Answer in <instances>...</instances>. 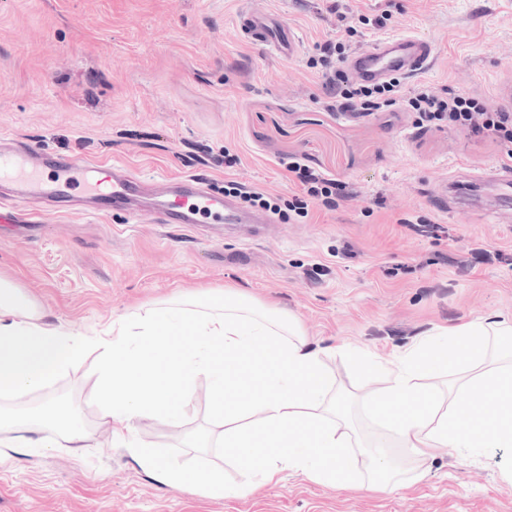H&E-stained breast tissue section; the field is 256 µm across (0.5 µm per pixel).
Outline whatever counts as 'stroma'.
Here are the masks:
<instances>
[{
  "label": "stroma",
  "mask_w": 512,
  "mask_h": 512,
  "mask_svg": "<svg viewBox=\"0 0 512 512\" xmlns=\"http://www.w3.org/2000/svg\"><path fill=\"white\" fill-rule=\"evenodd\" d=\"M0 0V131L49 153L121 162L144 176L202 174L216 189L244 183L282 215L261 233L200 224L138 223L70 211L0 224V275L51 322L93 336L171 297L200 299L232 285L301 322L320 349L386 357L434 328L512 318V224L435 201L449 179L505 163L506 147L455 128H417L410 112L360 118L325 107L319 47L352 50L388 36L432 41L427 71L403 81L478 95L500 109L512 83V0ZM247 7L284 17L292 59L242 41ZM383 26H376L377 16ZM236 157L224 166L223 155ZM302 161L352 184L334 208L286 205ZM89 353L25 411L65 402L92 434L0 462V512H512V448L471 456L445 448L425 478L392 494L333 490L287 471L245 499L209 497L155 482L112 445V425L89 401ZM199 382L188 420H139L136 437L179 461L207 422Z\"/></svg>",
  "instance_id": "1"
}]
</instances>
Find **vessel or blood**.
Here are the masks:
<instances>
[{"label": "vessel or blood", "instance_id": "1", "mask_svg": "<svg viewBox=\"0 0 512 512\" xmlns=\"http://www.w3.org/2000/svg\"><path fill=\"white\" fill-rule=\"evenodd\" d=\"M235 29L242 39L262 45L274 55L289 59L297 51V38L282 18L246 9L238 15ZM433 53L432 42L415 36L382 38L348 59L344 70L355 79L379 82L395 73L406 76L421 72ZM487 181L497 188L502 206L495 215L496 221L511 223L512 167L494 168ZM1 182L14 187L10 198L0 199L1 224L29 218L32 203H46L54 212L81 195L92 200L97 213L110 208L120 210L126 223L133 224L139 219L134 204L149 193L154 182L164 190L152 210L155 223L194 225L204 218L214 224L271 221L268 214L249 210L236 198L212 193L209 179L201 174L178 179L161 176L153 182L122 164L104 165L70 156L44 155L19 139L0 141Z\"/></svg>", "mask_w": 512, "mask_h": 512}]
</instances>
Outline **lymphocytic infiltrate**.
Returning <instances> with one entry per match:
<instances>
[{"mask_svg": "<svg viewBox=\"0 0 512 512\" xmlns=\"http://www.w3.org/2000/svg\"><path fill=\"white\" fill-rule=\"evenodd\" d=\"M320 51L322 85L330 98V110L357 116L396 105L401 111L416 113L418 126L445 123L507 143L506 155L512 160L511 112H491L484 108L476 96L453 92L438 94L425 85L408 95L402 93L401 79L397 76L376 84L354 82L346 79L338 66L336 56L339 49L336 43L325 42ZM288 170L303 190L302 195L293 196L289 203L290 208L299 213H307L309 199L320 200L323 206L331 208L335 205L336 197L347 192L346 183L315 172L301 163L289 164Z\"/></svg>", "mask_w": 512, "mask_h": 512, "instance_id": "f902f5d3", "label": "lymphocytic infiltrate"}]
</instances>
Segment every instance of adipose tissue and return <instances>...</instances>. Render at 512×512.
Segmentation results:
<instances>
[{
	"label": "adipose tissue",
	"instance_id": "ef3b65f1",
	"mask_svg": "<svg viewBox=\"0 0 512 512\" xmlns=\"http://www.w3.org/2000/svg\"><path fill=\"white\" fill-rule=\"evenodd\" d=\"M90 348L99 352L91 400L113 422V447L173 489L245 498L290 470L325 487L391 494L423 479L433 449L512 448V320L431 331L390 360L355 355L380 381L359 402L384 434L365 443L337 411L336 379L297 320L239 291L173 299L91 338L49 323L29 294L0 276L1 401L42 391ZM202 380L212 463L190 468L135 442L140 419L181 424ZM460 392L483 394L494 413L483 403L459 407ZM90 439L55 402L0 414V462L12 450L61 441L78 453ZM227 463L236 478H225Z\"/></svg>",
	"mask_w": 512,
	"mask_h": 512
}]
</instances>
